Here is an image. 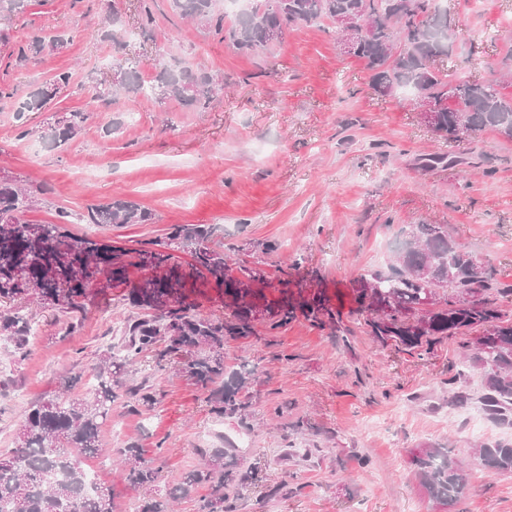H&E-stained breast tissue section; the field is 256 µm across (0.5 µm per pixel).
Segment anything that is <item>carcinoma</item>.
I'll return each instance as SVG.
<instances>
[{
  "mask_svg": "<svg viewBox=\"0 0 512 512\" xmlns=\"http://www.w3.org/2000/svg\"><path fill=\"white\" fill-rule=\"evenodd\" d=\"M183 19L209 24L224 43L242 53L267 51L281 42L283 33L300 23H333L336 15L353 11L363 19L354 36L353 56L371 71L372 86L390 96L405 86L414 89L416 105L446 103L437 114L433 132L451 143L475 138L490 130L512 141V95L501 92L500 80L460 79L448 83L433 64L448 56L453 19L436 8L434 0H254L251 9L231 24L216 13L215 0H172ZM65 39H38L19 49L15 66L28 60L27 52L59 51ZM120 85L135 98L146 92L134 67L120 70ZM71 73L58 72L35 88L22 91L15 85H0V101L19 100L20 112H45L68 87ZM163 94L195 111H204L223 94L224 85L208 72L188 66L163 67L155 76ZM88 115L73 111L48 127L47 137L59 147L79 133ZM18 186L12 176L0 177V307L37 301L41 306L70 316L82 310V300L93 288H107L120 280L127 268L147 272L132 289L135 306L143 317L127 323L119 341L98 354L92 367L94 387L86 396L72 399L64 392L78 377L61 379L63 393L37 401L24 412L18 445L0 452V512H112V499L103 490L82 495L86 472L83 459L101 451L99 434L112 410V403L126 395L147 410L158 403L153 386L144 381L123 390L121 375L138 355L160 340L170 341L176 361L163 353L156 360L159 370L174 363L194 385L208 393L211 411L219 416L247 419L249 405L238 394L250 383L253 368L248 361L226 370L224 344L256 334L262 321L276 331L303 318L329 330L344 342L353 335L341 312L333 309L320 292L296 297L288 295L293 285L294 260L281 270L279 297L267 298L264 273L242 265L232 268L224 251L209 246L218 227L200 224L175 225L162 240L125 250L114 248L105 237L73 233V213L57 212L56 221L32 224L22 218L35 192ZM80 220L110 227L114 224H150L152 213L135 202L115 199L87 207ZM193 263L185 266L179 254ZM471 252L456 243L439 224H417L398 248L389 271H373L354 280L356 307L350 314L363 317L366 332L381 346L428 353L445 339H462L464 364L482 368L488 392L483 402L487 414L503 422L512 421V314L485 298L494 290L501 297L512 288H500L488 267L479 273L469 264ZM430 270L435 296L423 308L418 270ZM224 289V320L201 317L184 300L187 285L200 277ZM32 318L8 308L0 312V333L13 346L12 361L21 363L28 354ZM480 465L491 472H512V443L483 444L477 449ZM127 481L148 489L164 467L163 452L145 458L140 448L119 451ZM416 474L431 499L456 505L465 488L459 461L446 448H424L414 458ZM238 461L220 451L188 472L164 500L142 501L139 512H169V502L184 498L200 486L212 493L201 499L199 512H236L238 495L233 485L245 487L255 479L254 471L240 473Z\"/></svg>",
  "mask_w": 512,
  "mask_h": 512,
  "instance_id": "carcinoma-1",
  "label": "carcinoma"
}]
</instances>
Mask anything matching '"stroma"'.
<instances>
[{
	"label": "stroma",
	"mask_w": 512,
	"mask_h": 512,
	"mask_svg": "<svg viewBox=\"0 0 512 512\" xmlns=\"http://www.w3.org/2000/svg\"><path fill=\"white\" fill-rule=\"evenodd\" d=\"M138 0H28L17 16L0 17L10 35L0 44V83L22 88L60 71L71 74L54 110L90 114L68 144L43 137L49 113L17 114L0 105V173L44 186L27 221L53 222L58 207L74 214L114 199L149 209V224H75L74 233L105 235L140 247L172 226L214 224V243L231 265L259 264L268 298H277L280 269L300 257L294 278L325 289L342 313L353 308L350 285L388 269L413 225L440 224L512 289V142L488 132L444 143L422 125L408 93L383 96L362 61L346 55L335 34L317 24L288 31L273 50L242 54L205 23L185 24L170 0H156V21L142 29ZM455 23L447 58L435 66L448 82L486 80L502 71L512 40V0H445ZM116 15L107 25V15ZM114 28L108 39L106 28ZM64 35L67 47L22 67L11 54L36 35ZM136 60L145 81L165 65L223 75L212 109L196 112L148 90L131 103L91 102L90 86L113 82L119 59ZM447 153L448 165L425 170L422 155ZM275 244L263 253L265 244ZM141 272L85 301L82 326L64 335L54 311L24 304L37 330L25 361L12 363L0 337V448L14 447L19 421L36 400L60 392L61 377L79 374L113 344L127 318ZM155 352L141 355L127 386L149 378L154 409L115 404L103 427L105 450L88 458L115 512H136L145 493L132 487L115 459L135 445L166 464L153 490L165 499L193 466L233 449L241 470L260 467L259 482L240 491L237 512H445L420 486L411 452L441 446L467 466L461 512H512V473L486 471L480 444L512 442V425L490 418L481 398L485 377L464 369L458 340L418 355L373 342L355 326L349 342L299 319L263 339L228 341L224 363L249 361L256 373L242 396L246 421L220 418L205 392L176 369L154 372ZM467 399L452 405V390ZM281 415H274V408ZM306 427H298V420ZM287 484V497L273 487Z\"/></svg>",
	"instance_id": "35a3bbf8"
}]
</instances>
